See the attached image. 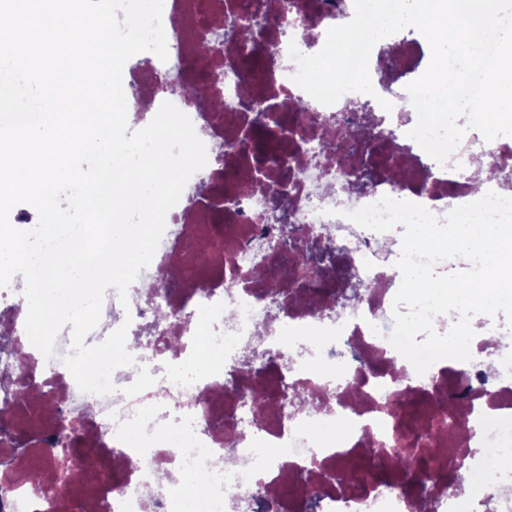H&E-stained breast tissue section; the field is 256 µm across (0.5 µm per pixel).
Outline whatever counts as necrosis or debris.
<instances>
[{"mask_svg":"<svg viewBox=\"0 0 512 512\" xmlns=\"http://www.w3.org/2000/svg\"><path fill=\"white\" fill-rule=\"evenodd\" d=\"M205 15L234 18L249 41L221 37L199 63ZM351 18L345 0H168L169 58L139 81L169 67L185 84L221 74L220 111L172 99L211 162L168 212L128 305L108 288L85 338L126 327L136 365L114 371V392L79 390L64 364L70 328L52 358L30 343L24 281L0 296V512H512L511 468L470 483L485 461L512 458V347L476 337L471 361L417 375L388 340L402 275L385 248L402 231L346 217L385 196L445 217L501 192L498 180L475 188L467 170L477 159L511 169L512 143L476 132L446 163L426 154L409 136L406 91L425 62L397 33L371 52L370 113L356 111L355 92L330 106L308 100L295 64L274 52L293 41L315 54ZM296 99L308 110L295 121L285 106ZM348 128L356 139L344 140ZM357 180L365 191L344 193ZM284 223L321 251L284 259L272 248ZM200 249L211 265L195 262ZM267 269L282 272L286 293L269 295ZM21 382L41 398L17 401ZM407 448L425 453L422 480L393 463ZM228 453L236 465H222Z\"/></svg>","mask_w":512,"mask_h":512,"instance_id":"4bbe7bcc","label":"necrosis or debris"}]
</instances>
